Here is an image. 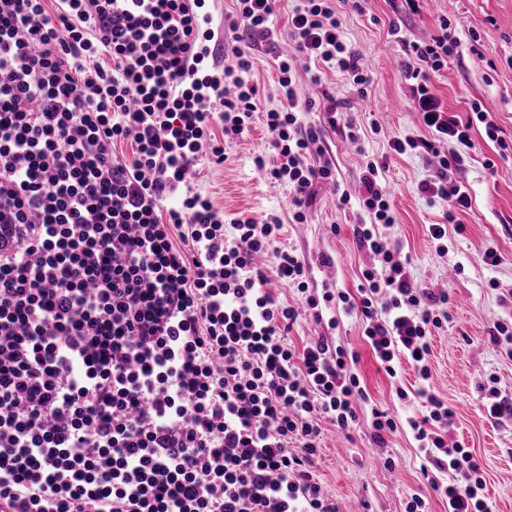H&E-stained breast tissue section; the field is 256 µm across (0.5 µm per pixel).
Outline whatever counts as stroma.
<instances>
[{
  "label": "stroma",
  "instance_id": "stroma-1",
  "mask_svg": "<svg viewBox=\"0 0 512 512\" xmlns=\"http://www.w3.org/2000/svg\"><path fill=\"white\" fill-rule=\"evenodd\" d=\"M297 3L278 0L273 25L279 39L269 51L258 53L250 75L266 109L280 104L274 58L288 45V13ZM419 6V13L404 15L395 13L390 0H362L357 7L351 0H338L342 35L361 52L360 63L371 77L366 95H358L336 71L299 65L300 95L339 101L342 111L357 121L362 149L354 151L342 129L327 126L324 112L308 113V121L323 128L319 146L323 158L336 165L339 187L317 189L308 223H288L281 243L304 256L310 287L355 291L371 258L357 246L355 212L341 207L339 196L360 197L365 162H386L384 183L398 222L383 232L409 256L416 283L450 294V320L433 337L430 355L431 387L454 411L448 438L470 449L481 463L493 512H512V420L492 419L484 410L486 387L496 386L512 398V356L491 340L493 325L504 314L502 301L512 297V0H420ZM444 19L460 46L447 68L432 76L433 92L445 108L463 117L471 104L490 106L500 129L496 143L474 133L475 148L456 173L471 190L472 207L461 214L466 230L452 235L445 255L436 252L427 227L441 222L446 204L428 202L418 190L430 174L429 165L415 155H396L389 147L394 138L424 132L413 104L414 83L402 73L401 42L430 40ZM393 25L400 26V37L391 36ZM266 152L265 133L255 127L246 138L227 144L223 165L201 164L194 190L211 198L228 222L261 220L271 213L287 219V185L265 180L257 168V158ZM488 159L494 160V170L484 169ZM488 247L501 256L497 266L479 260ZM338 320L333 336L358 352L359 373L371 399L402 419L420 414L423 403L413 395L412 369L403 367L399 380L388 378L362 336L360 321L343 314ZM399 385L410 391L409 399L397 397ZM387 456L394 458L395 470L379 465V458ZM422 464L409 430H399L379 445L363 420L347 437L325 426L315 478L342 512H404L406 498L415 493L428 496L430 512H448L447 504L432 496Z\"/></svg>",
  "mask_w": 512,
  "mask_h": 512
}]
</instances>
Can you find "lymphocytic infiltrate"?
Returning a JSON list of instances; mask_svg holds the SVG:
<instances>
[{"label": "lymphocytic infiltrate", "instance_id": "1", "mask_svg": "<svg viewBox=\"0 0 512 512\" xmlns=\"http://www.w3.org/2000/svg\"><path fill=\"white\" fill-rule=\"evenodd\" d=\"M276 0H235L224 78L192 88L185 74L206 25L194 0H0V502L9 512H339L314 479L322 422L350 432L368 394L358 355L330 337L331 308L356 315L389 377L409 364L425 404L406 417L431 489L448 512H492L483 470L448 440L453 412L431 390L430 340L450 319L447 292L416 285L409 261L381 234L397 215L367 160L354 233L373 257L350 293L309 287L308 266L279 246L283 223L225 226L193 190L199 153L225 160V139L261 118L271 157L263 175L288 184L289 221L306 223L317 185L309 163L321 129L306 122L298 58L341 72L365 92L369 73L342 37L331 0L288 14L295 55H277L280 106L258 110L248 76L254 48L273 42ZM443 31L413 44L425 135L391 150L439 160L420 192L447 202L428 227L437 252L472 207L455 171L498 127L473 106L441 109L430 76L456 53ZM130 142L132 159L117 155ZM457 149L444 154L447 142ZM296 288L293 306L267 266ZM323 331L295 349L301 310ZM399 398L410 393L398 389Z\"/></svg>", "mask_w": 512, "mask_h": 512}]
</instances>
